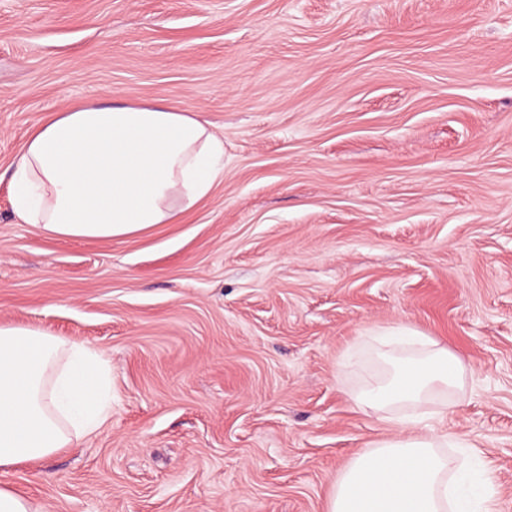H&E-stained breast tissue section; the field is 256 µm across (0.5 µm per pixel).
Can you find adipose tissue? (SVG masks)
Segmentation results:
<instances>
[{
  "mask_svg": "<svg viewBox=\"0 0 512 512\" xmlns=\"http://www.w3.org/2000/svg\"><path fill=\"white\" fill-rule=\"evenodd\" d=\"M14 212L62 239H127L175 223L224 178V139L164 102L88 106L38 122L15 162ZM382 365L354 397L399 431L339 476L330 512H498L496 486L470 450L454 473L447 431H414L400 409L435 406L445 419L464 384L457 358L407 324L371 337ZM106 363L92 347L22 326H0V468L43 459L97 432L110 414Z\"/></svg>",
  "mask_w": 512,
  "mask_h": 512,
  "instance_id": "ef3b65f1",
  "label": "adipose tissue"
}]
</instances>
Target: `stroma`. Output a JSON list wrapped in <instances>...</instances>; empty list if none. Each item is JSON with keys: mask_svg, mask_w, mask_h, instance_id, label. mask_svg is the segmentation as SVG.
<instances>
[{"mask_svg": "<svg viewBox=\"0 0 512 512\" xmlns=\"http://www.w3.org/2000/svg\"><path fill=\"white\" fill-rule=\"evenodd\" d=\"M224 138V179L125 240L20 223L46 114L153 103ZM461 362L451 436L512 512V0H0V325L93 345L112 412L0 469L55 512H329L393 432L354 394L369 329Z\"/></svg>", "mask_w": 512, "mask_h": 512, "instance_id": "35a3bbf8", "label": "stroma"}]
</instances>
